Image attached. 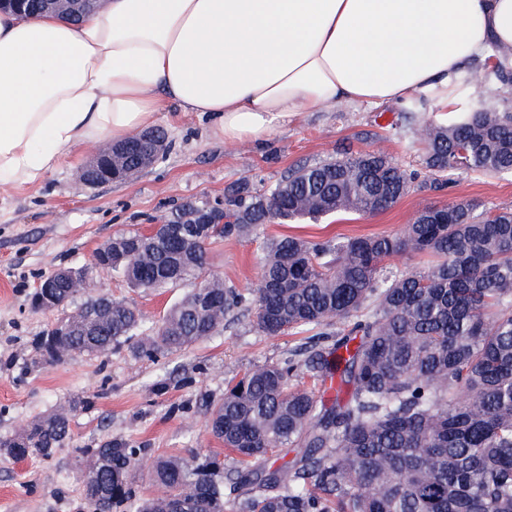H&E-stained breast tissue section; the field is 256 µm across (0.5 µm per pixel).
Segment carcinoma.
Here are the masks:
<instances>
[{
	"mask_svg": "<svg viewBox=\"0 0 512 512\" xmlns=\"http://www.w3.org/2000/svg\"><path fill=\"white\" fill-rule=\"evenodd\" d=\"M494 51V67L459 71L448 94L466 101L483 83L512 81V57ZM435 96L419 95L405 112L418 120ZM422 141L434 175L512 173L506 106L428 124ZM416 178L380 152L343 154L263 192L242 183L225 196L227 221L210 234L184 220L191 205L149 234L112 239V274L129 285L194 288L154 327L124 299L112 298L106 317L86 298L72 335L56 344L37 338L44 362L122 343L155 360L218 333L241 307L264 336L317 329L323 341L247 371L210 407L212 435L236 457L227 477L215 457H158L150 472L162 494L140 500V449L115 441L79 449L91 512H512L511 210L477 214L459 202L425 209L396 234L273 238L261 258L262 287L245 294L207 274L217 241L266 224L383 210ZM404 253L428 263L384 269ZM303 371L322 385L339 379L336 395L295 385ZM84 407L76 400L33 424L0 461L52 457L68 446L71 418ZM279 450L294 459L270 463ZM226 480L233 497H224Z\"/></svg>",
	"mask_w": 512,
	"mask_h": 512,
	"instance_id": "obj_1",
	"label": "carcinoma"
}]
</instances>
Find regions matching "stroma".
Masks as SVG:
<instances>
[{"label": "stroma", "mask_w": 512, "mask_h": 512, "mask_svg": "<svg viewBox=\"0 0 512 512\" xmlns=\"http://www.w3.org/2000/svg\"><path fill=\"white\" fill-rule=\"evenodd\" d=\"M156 127L168 150L130 180L81 185L78 173L92 150L84 144L42 181L0 186V437L67 407L71 398L87 403L71 421L69 446L53 458L0 463V512H89L76 469L78 451L110 440L140 449L145 466L160 455L201 454L218 456L232 469V454L207 427L206 403L219 401L246 370L277 361L305 342L301 333L260 335L251 313L235 311L223 331L156 361L136 357L121 344L99 356L47 364L35 340L76 305L32 311L41 277L61 267H90L96 249L115 235L146 232L191 203L223 199L240 182L266 189L291 169L344 152L383 151L418 177L397 203L375 213L342 211L301 224H268L249 237L215 243L209 273L246 292L259 276L271 237L390 234L425 208L461 201L480 213L512 210L511 174L456 171L444 187L434 188L419 140L422 124L408 121L397 103L301 112L261 147L225 143L212 118L200 112L159 113ZM100 280L112 296L155 321L192 288L188 282L163 291L132 288L108 273Z\"/></svg>", "instance_id": "obj_1"}]
</instances>
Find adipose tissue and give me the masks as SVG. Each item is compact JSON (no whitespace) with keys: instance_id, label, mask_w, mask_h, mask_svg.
<instances>
[{"instance_id":"ef3b65f1","label":"adipose tissue","mask_w":512,"mask_h":512,"mask_svg":"<svg viewBox=\"0 0 512 512\" xmlns=\"http://www.w3.org/2000/svg\"><path fill=\"white\" fill-rule=\"evenodd\" d=\"M512 46V0H103L74 22L0 11V185L158 113L207 112L228 142L290 114L399 102Z\"/></svg>"}]
</instances>
